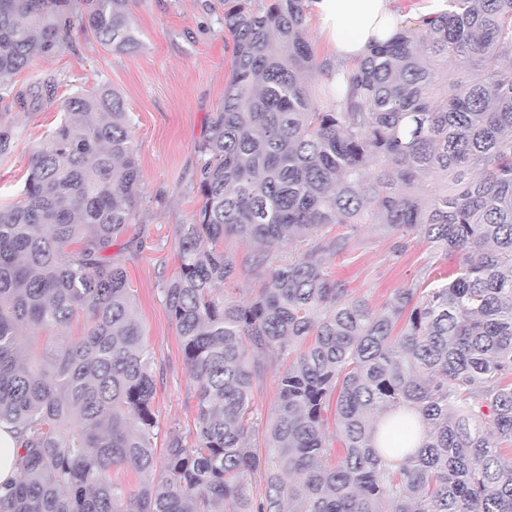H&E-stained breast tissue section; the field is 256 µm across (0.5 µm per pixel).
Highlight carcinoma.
<instances>
[{"mask_svg":"<svg viewBox=\"0 0 512 512\" xmlns=\"http://www.w3.org/2000/svg\"><path fill=\"white\" fill-rule=\"evenodd\" d=\"M308 2L224 0L231 73L161 288L193 430L155 448V358L124 247L112 252L142 199L123 99L106 86L66 98L21 200L0 206V425L23 450L0 512H512V0H445L336 87L320 80L333 58L306 38ZM75 9L0 0L1 108L54 98L55 76L25 90L14 78L64 44ZM80 17L113 52L139 45L129 0H81ZM361 224L417 235L456 268L375 310L324 262ZM228 235L256 268L302 250L241 305L226 295ZM272 366L278 400L261 423ZM387 410L402 414L378 450ZM410 410L427 421L416 453ZM121 465L137 492L112 481Z\"/></svg>","mask_w":512,"mask_h":512,"instance_id":"cac0c4a2","label":"carcinoma"}]
</instances>
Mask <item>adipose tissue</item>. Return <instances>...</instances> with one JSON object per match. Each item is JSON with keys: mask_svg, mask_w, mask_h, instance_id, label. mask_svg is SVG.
<instances>
[{"mask_svg": "<svg viewBox=\"0 0 512 512\" xmlns=\"http://www.w3.org/2000/svg\"><path fill=\"white\" fill-rule=\"evenodd\" d=\"M312 8L342 62L364 57L399 28L392 0H313Z\"/></svg>", "mask_w": 512, "mask_h": 512, "instance_id": "ef3b65f1", "label": "adipose tissue"}]
</instances>
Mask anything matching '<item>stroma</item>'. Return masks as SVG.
Returning a JSON list of instances; mask_svg holds the SVG:
<instances>
[{
    "label": "stroma",
    "mask_w": 512,
    "mask_h": 512,
    "mask_svg": "<svg viewBox=\"0 0 512 512\" xmlns=\"http://www.w3.org/2000/svg\"><path fill=\"white\" fill-rule=\"evenodd\" d=\"M130 9L141 37L135 51H107L77 23L68 44L16 75L21 88L45 74L55 75L59 87L37 110L15 108L0 115L17 135L10 152L0 156V204L20 199L32 151L58 122L65 98L102 84L121 95L143 174L141 204L128 231L139 246L125 251L123 259L144 340L155 355L159 437L154 444L159 447L171 428L192 425L193 382L160 288L177 271L180 227L191 222L198 206L197 146L224 100L233 41L224 32V0H132ZM222 247L236 267L226 285L228 297L247 302L258 280L252 250L235 236L226 237ZM327 264L378 308L437 267L438 260L418 236L390 235L363 224L346 250Z\"/></svg>",
    "instance_id": "stroma-1"
}]
</instances>
